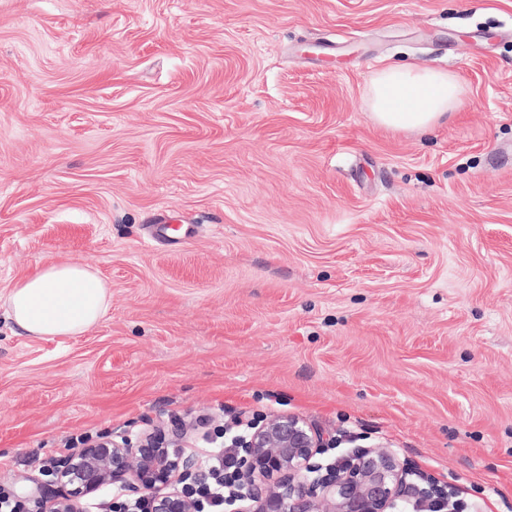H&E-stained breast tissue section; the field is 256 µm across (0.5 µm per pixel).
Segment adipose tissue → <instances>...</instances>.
Instances as JSON below:
<instances>
[{
	"label": "adipose tissue",
	"mask_w": 512,
	"mask_h": 512,
	"mask_svg": "<svg viewBox=\"0 0 512 512\" xmlns=\"http://www.w3.org/2000/svg\"><path fill=\"white\" fill-rule=\"evenodd\" d=\"M465 104L466 90L454 74L410 65L383 66L370 88L373 122L396 131H430ZM111 300L107 282L78 261L37 266L5 295L9 320L33 339L82 334L102 319Z\"/></svg>",
	"instance_id": "obj_1"
}]
</instances>
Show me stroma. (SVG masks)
<instances>
[{
	"instance_id": "35a3bbf8",
	"label": "stroma",
	"mask_w": 512,
	"mask_h": 512,
	"mask_svg": "<svg viewBox=\"0 0 512 512\" xmlns=\"http://www.w3.org/2000/svg\"><path fill=\"white\" fill-rule=\"evenodd\" d=\"M456 74L429 134L385 65ZM112 286L54 340L0 307V488L73 439L290 414L512 512V0H0V292ZM466 95L450 72L386 65L370 88L371 118L388 129L424 133L440 124L447 112L462 109ZM111 300L107 282L78 261L39 265L5 295L9 320L33 339L82 334L102 319Z\"/></svg>"
}]
</instances>
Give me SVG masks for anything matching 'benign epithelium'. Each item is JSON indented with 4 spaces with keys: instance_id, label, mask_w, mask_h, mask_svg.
I'll return each instance as SVG.
<instances>
[{
    "instance_id": "benign-epithelium-1",
    "label": "benign epithelium",
    "mask_w": 512,
    "mask_h": 512,
    "mask_svg": "<svg viewBox=\"0 0 512 512\" xmlns=\"http://www.w3.org/2000/svg\"><path fill=\"white\" fill-rule=\"evenodd\" d=\"M181 440L155 426L134 439H104L61 457L51 470L59 490L43 496L41 512H86V497L107 485L140 495L146 512H200L187 484L198 461ZM323 442L297 416L255 423L239 442L247 493L233 512H396L409 484L391 449L364 448L343 468H323L311 463Z\"/></svg>"
}]
</instances>
